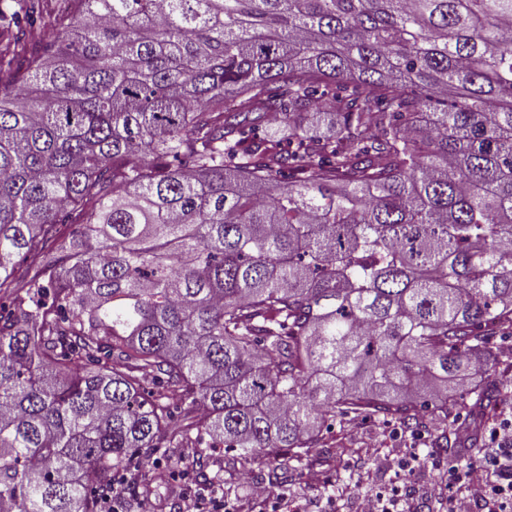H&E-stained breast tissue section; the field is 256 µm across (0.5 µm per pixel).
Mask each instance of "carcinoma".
Masks as SVG:
<instances>
[{"label":"carcinoma","instance_id":"obj_1","mask_svg":"<svg viewBox=\"0 0 512 512\" xmlns=\"http://www.w3.org/2000/svg\"><path fill=\"white\" fill-rule=\"evenodd\" d=\"M2 296L8 512L158 448L274 474L348 416L451 447L512 329V0H12Z\"/></svg>","mask_w":512,"mask_h":512}]
</instances>
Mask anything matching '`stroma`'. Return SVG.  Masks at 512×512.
<instances>
[{"instance_id": "35a3bbf8", "label": "stroma", "mask_w": 512, "mask_h": 512, "mask_svg": "<svg viewBox=\"0 0 512 512\" xmlns=\"http://www.w3.org/2000/svg\"><path fill=\"white\" fill-rule=\"evenodd\" d=\"M383 440L404 446L410 443L411 437L392 420L359 417L336 423L326 434L323 446L311 449L309 469L283 470L273 480L269 479L268 468L262 462L240 467L236 452L212 448L205 454L210 468L220 471L224 479L221 490L225 498H246L251 485L261 484L306 499L310 496L307 477L310 470L317 469L336 497L338 512H354L358 497L388 492L393 485L395 464L384 453L370 450L371 443ZM142 480L149 491L130 512H183L186 490L180 481L155 473L144 474Z\"/></svg>"}]
</instances>
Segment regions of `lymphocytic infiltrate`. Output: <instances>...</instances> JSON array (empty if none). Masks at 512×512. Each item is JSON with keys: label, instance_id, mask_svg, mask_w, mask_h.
I'll return each instance as SVG.
<instances>
[{"label": "lymphocytic infiltrate", "instance_id": "f902f5d3", "mask_svg": "<svg viewBox=\"0 0 512 512\" xmlns=\"http://www.w3.org/2000/svg\"><path fill=\"white\" fill-rule=\"evenodd\" d=\"M494 447L479 450L477 462L439 465L437 479L425 494L410 486L393 487L391 494L364 496L355 512H512V410L490 426ZM190 487L188 512H309L308 504L290 494H276L266 486H253L247 504L225 499L218 491L196 486L191 472L177 473Z\"/></svg>", "mask_w": 512, "mask_h": 512}]
</instances>
